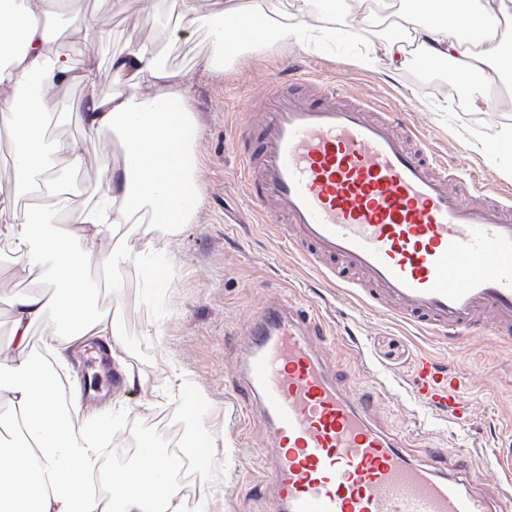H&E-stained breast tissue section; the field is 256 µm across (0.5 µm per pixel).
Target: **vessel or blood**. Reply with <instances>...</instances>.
<instances>
[{"label": "vessel or blood", "instance_id": "obj_1", "mask_svg": "<svg viewBox=\"0 0 512 512\" xmlns=\"http://www.w3.org/2000/svg\"><path fill=\"white\" fill-rule=\"evenodd\" d=\"M315 83L300 95L278 86L260 98L242 136L244 195L286 246L313 266L337 260L360 276L372 304L394 303L423 330L461 335L478 324L512 328V205L475 201L482 188H449L446 161L408 147L398 116ZM312 308L267 304L237 361L244 415L261 407L270 448L271 512H507L512 450L496 454L498 483L485 488L462 459L411 455L409 434L386 427L320 349ZM421 402L466 420L467 379L429 358L416 366ZM166 475L170 449L138 450Z\"/></svg>", "mask_w": 512, "mask_h": 512}]
</instances>
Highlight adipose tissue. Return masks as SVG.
I'll return each mask as SVG.
<instances>
[{
    "label": "adipose tissue",
    "instance_id": "obj_1",
    "mask_svg": "<svg viewBox=\"0 0 512 512\" xmlns=\"http://www.w3.org/2000/svg\"><path fill=\"white\" fill-rule=\"evenodd\" d=\"M276 0L275 24L245 37L257 49L273 41L324 46V23L344 16L349 26L367 25L386 13L392 0ZM406 27L391 29L385 51L391 68L405 60L416 42L431 67L460 64L459 80L480 89L512 79V45L498 46L493 25L512 14V0H406ZM64 0H0V143L15 159L13 180L0 185V239L13 242L21 267L33 270L52 260L49 290L0 293L10 316V337L0 341V512H184L173 487H163L161 466L141 459L138 474L113 473L110 496L91 494L81 477L98 470L112 430L85 413L78 399L61 403L62 381L71 355L92 341L117 336L111 318L98 313L99 293L87 274L99 265L138 261L144 246L112 239L129 214H152L159 224H183L184 196H198L196 157L179 132L193 117L180 73L161 65L152 41L128 44L113 55L112 77L123 94L101 89L98 66L74 67L55 53L59 37L75 45L96 33L78 12L66 26L55 22ZM181 32L208 21L214 36L213 61L225 59L224 42L235 33L243 9L237 0H165ZM467 14L474 34L457 32ZM76 84L83 89L80 117L88 135L111 129L123 141L120 163L99 162L95 201L73 207L64 197L60 160L76 157L78 143L43 141L44 118L55 109V94ZM48 330L44 356L31 343L35 326Z\"/></svg>",
    "mask_w": 512,
    "mask_h": 512
}]
</instances>
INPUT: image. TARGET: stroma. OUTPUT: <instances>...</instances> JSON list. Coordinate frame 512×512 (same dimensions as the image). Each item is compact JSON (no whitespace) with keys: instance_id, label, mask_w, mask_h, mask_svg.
Wrapping results in <instances>:
<instances>
[{"instance_id":"stroma-1","label":"stroma","mask_w":512,"mask_h":512,"mask_svg":"<svg viewBox=\"0 0 512 512\" xmlns=\"http://www.w3.org/2000/svg\"><path fill=\"white\" fill-rule=\"evenodd\" d=\"M80 9L88 21L105 27L108 37L83 45L64 39L58 48L78 63L94 56L103 92L120 91L109 65L131 41L153 40L159 60L181 73L197 130L201 185L200 203L187 223L154 224L141 213L126 224L129 234L164 240L167 248L139 264L106 268L102 306L114 316L121 337L111 343L109 366L91 364L83 350L73 359L75 374L99 376L104 389L97 408L113 431L104 463L133 471L138 463L133 451L147 439L184 453L189 399L200 396L206 410L195 420L222 436L224 445L212 449L208 463L190 465L187 505L199 512H270L262 492L268 478L263 427L259 419L247 425L240 419L234 374L254 316L265 304L288 299L319 306L328 352L352 390L371 398L378 421L412 431L417 444L448 457L465 454L482 469L512 436V338L490 325L453 337L422 331L367 302L358 286L306 264L273 236L262 213L243 196L240 138L252 119L251 104L277 82L288 81L300 62L314 79L358 90L399 113L405 130H418L424 147L446 155L452 167L477 172L499 196L512 188V150L502 151L494 164L485 154L512 132V99L498 94L475 110L473 90L449 77L447 68L428 71L408 61L388 71L382 24L349 29L332 18L326 49L275 41L207 70L202 61L212 51L208 25L190 34L176 32L174 18L152 8L151 0H81ZM367 51L375 68L357 62ZM81 96L76 85L61 91L62 110L50 131L83 144L80 165L63 166L62 172L73 182L75 205L85 206L96 197L99 156H119L121 148L112 132L86 135L71 107ZM446 102L452 111H438ZM149 265L163 267L165 288L151 286L145 276ZM50 274L47 267L22 269L13 244L0 240V290L24 291ZM424 354L470 379L475 403L467 422L417 401L414 371ZM178 370L190 387H180Z\"/></svg>"}]
</instances>
